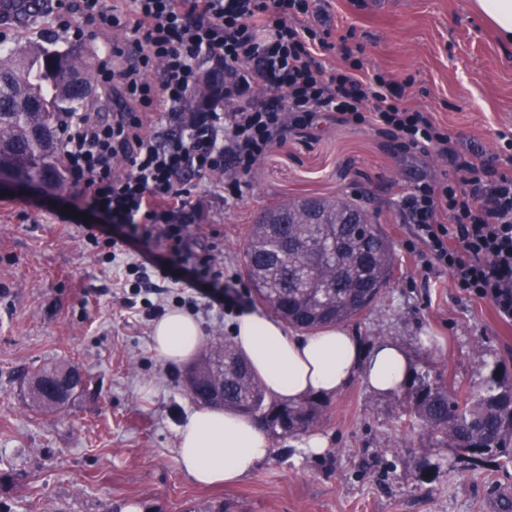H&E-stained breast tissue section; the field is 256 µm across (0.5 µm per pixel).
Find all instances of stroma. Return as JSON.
I'll list each match as a JSON object with an SVG mask.
<instances>
[{"label": "stroma", "mask_w": 512, "mask_h": 512, "mask_svg": "<svg viewBox=\"0 0 512 512\" xmlns=\"http://www.w3.org/2000/svg\"><path fill=\"white\" fill-rule=\"evenodd\" d=\"M372 2L324 5L333 24L353 28L367 70L403 83L407 103L447 127L456 150L483 151L512 170L497 137L512 130V45L497 40L469 0H383L379 9ZM58 21L45 13L6 42L80 43L98 59L122 37L83 18L74 21L80 35L67 34ZM440 169L436 157L402 155L377 131L331 117L290 130L239 201L196 181L194 230L220 243L225 274L239 276L250 224L265 207L300 196L357 200L392 242L395 270L348 330L369 347L398 341L414 370L431 361L447 385L473 391L487 365L512 371V323L406 247L412 227L398 197ZM78 194L67 177L42 192L0 196V278L11 284L0 294V512H123L133 501L143 512H499L501 499L512 498V466L463 467L444 443L408 428L405 394L374 395L359 378L325 398L308 430L326 439L325 453L297 455L305 435L275 437L239 484H195L175 460L177 431L197 407L187 367L162 362L151 348L157 316L149 308H177L179 286L162 282L147 303L123 306L109 247L89 238L105 218L70 215ZM64 360L82 368V392L59 411H36L29 375Z\"/></svg>", "instance_id": "35a3bbf8"}]
</instances>
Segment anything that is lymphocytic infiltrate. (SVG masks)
<instances>
[{
	"label": "lymphocytic infiltrate",
	"instance_id": "f902f5d3",
	"mask_svg": "<svg viewBox=\"0 0 512 512\" xmlns=\"http://www.w3.org/2000/svg\"><path fill=\"white\" fill-rule=\"evenodd\" d=\"M72 3L84 18L124 30L137 55L135 64L113 67L124 54L113 45L100 83L119 85L122 109L107 123L91 112L68 119L60 147L70 178L82 185L83 210L108 216L101 234L136 252L125 270L138 285L149 290L154 279H171L185 293L245 308L214 247L196 245L188 185L204 178L225 201L240 200L289 126L337 113L443 160L439 178L412 187L399 210L432 267L512 321V173L492 169L482 152L453 149L432 113L407 107L402 85L369 73L351 51L345 66H324L320 54L348 37L333 35L321 0H128L112 13L101 0ZM204 60L224 66L223 112L183 109ZM162 116L182 127L181 137L148 134ZM120 163L128 167L121 175Z\"/></svg>",
	"mask_w": 512,
	"mask_h": 512
}]
</instances>
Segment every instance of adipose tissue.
<instances>
[{
    "mask_svg": "<svg viewBox=\"0 0 512 512\" xmlns=\"http://www.w3.org/2000/svg\"><path fill=\"white\" fill-rule=\"evenodd\" d=\"M152 343L163 362H189L201 348L199 324L187 312L169 311L154 323ZM232 343L267 397L282 403L336 395L358 376L375 394L393 395L413 374L411 356L397 341L367 348L339 327L298 336L261 310L235 315ZM270 449L269 434L251 419L228 409L201 408L189 413L177 431L176 462L200 485L233 483L251 475Z\"/></svg>",
    "mask_w": 512,
    "mask_h": 512,
    "instance_id": "1",
    "label": "adipose tissue"
}]
</instances>
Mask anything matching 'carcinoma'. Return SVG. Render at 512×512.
<instances>
[{"label":"carcinoma","instance_id":"1","mask_svg":"<svg viewBox=\"0 0 512 512\" xmlns=\"http://www.w3.org/2000/svg\"><path fill=\"white\" fill-rule=\"evenodd\" d=\"M92 92L85 49H58L33 40L0 55V168L63 181L58 150L64 121L85 109ZM243 269L255 299L289 326L312 331L343 326L380 295L394 273V249L360 203L308 197L273 205L254 219L243 248ZM69 363L43 367L31 381L59 376L71 393L84 385ZM194 370L224 389V402L273 436L316 423L322 402L288 405L267 398L249 362L231 343L213 342ZM412 425L441 438L459 461L512 465V375L493 366L476 392H451L430 370L408 389Z\"/></svg>","mask_w":512,"mask_h":512}]
</instances>
